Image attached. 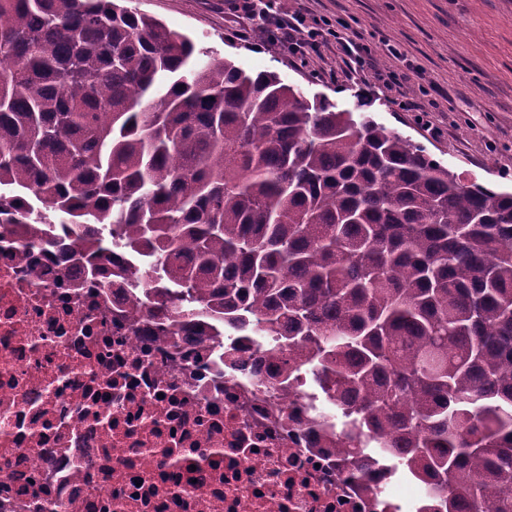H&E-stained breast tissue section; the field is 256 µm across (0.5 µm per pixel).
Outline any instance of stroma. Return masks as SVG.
I'll return each mask as SVG.
<instances>
[{
	"label": "stroma",
	"instance_id": "1",
	"mask_svg": "<svg viewBox=\"0 0 512 512\" xmlns=\"http://www.w3.org/2000/svg\"><path fill=\"white\" fill-rule=\"evenodd\" d=\"M316 16L340 17L369 37L381 68L414 70L412 85H386L364 74L352 81L322 49L306 66L279 47L245 37L251 20L227 0H124L186 34L207 62L226 59L248 71L270 70L307 97L337 109L364 108L387 128L410 136L462 182L512 191V0H291ZM400 55L392 57L388 49ZM429 126L403 108L418 88Z\"/></svg>",
	"mask_w": 512,
	"mask_h": 512
}]
</instances>
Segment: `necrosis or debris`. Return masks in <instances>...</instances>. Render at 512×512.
Listing matches in <instances>:
<instances>
[{
  "mask_svg": "<svg viewBox=\"0 0 512 512\" xmlns=\"http://www.w3.org/2000/svg\"><path fill=\"white\" fill-rule=\"evenodd\" d=\"M23 243L0 240V512H429L379 456L350 488L336 415L313 370L283 377L278 337L198 308L158 335L126 252L101 288Z\"/></svg>",
  "mask_w": 512,
  "mask_h": 512,
  "instance_id": "4bbe7bcc",
  "label": "necrosis or debris"
}]
</instances>
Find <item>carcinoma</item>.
<instances>
[{
  "label": "carcinoma",
  "instance_id": "carcinoma-1",
  "mask_svg": "<svg viewBox=\"0 0 512 512\" xmlns=\"http://www.w3.org/2000/svg\"><path fill=\"white\" fill-rule=\"evenodd\" d=\"M0 201L101 225L71 258L103 288L115 244L170 305L281 337L340 466L359 429L436 512H512V192L120 0H0Z\"/></svg>",
  "mask_w": 512,
  "mask_h": 512
}]
</instances>
